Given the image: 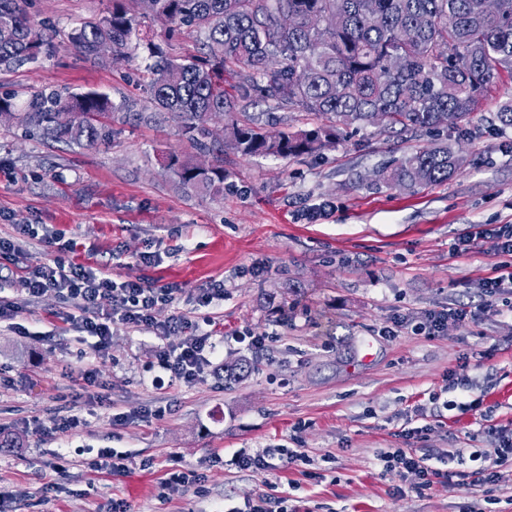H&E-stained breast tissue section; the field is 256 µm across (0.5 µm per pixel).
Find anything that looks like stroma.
I'll use <instances>...</instances> for the list:
<instances>
[{
    "label": "stroma",
    "mask_w": 512,
    "mask_h": 512,
    "mask_svg": "<svg viewBox=\"0 0 512 512\" xmlns=\"http://www.w3.org/2000/svg\"><path fill=\"white\" fill-rule=\"evenodd\" d=\"M111 6L27 0L55 50L0 70V93L20 104L41 91L99 90L134 100L145 115L113 122L92 146L0 123V237L20 247L0 259V298L18 300L25 269L56 257L182 292L155 310L156 329L114 324L100 356L94 337L62 320L55 293L0 322V434L22 442L0 449V487L10 494L0 512H112L116 500L130 512H249L262 496L289 497L297 512H512V460L496 482L470 488L442 477L419 494L376 461L382 449L413 448L437 455L442 473L467 472L458 453L494 447L492 428L512 429V295L482 293L502 260L498 241L452 251L473 225L512 224V131L494 119L512 99V71L480 101L470 134L446 128L434 139L367 126L315 155L228 149L224 194L214 197L179 186L164 168L171 154L203 156L173 117L150 108L147 52L115 63L70 46L72 28ZM261 112L274 113L280 131L322 122L249 100L234 116ZM434 140L464 158L448 183L372 186L376 170ZM326 204L333 214L311 221ZM288 282L293 292H284ZM219 286L223 299L199 306L201 291ZM270 295L287 296V314L268 305ZM459 306L472 319L436 336L414 332L429 313ZM179 311L210 319L216 345L213 367L191 384L157 363L160 348L182 340L158 330ZM397 320L404 332L386 335ZM249 336L265 337L264 350L249 349ZM242 358L254 373L225 381L223 365ZM89 365L97 380L86 398L80 372ZM70 413L83 426L63 427ZM280 445L329 461L312 477L300 463L268 472L229 464L239 449ZM105 449L127 459L129 475L92 471ZM187 469L201 483L161 498L167 474Z\"/></svg>",
    "instance_id": "1"
}]
</instances>
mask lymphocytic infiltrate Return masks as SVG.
Masks as SVG:
<instances>
[{
  "mask_svg": "<svg viewBox=\"0 0 512 512\" xmlns=\"http://www.w3.org/2000/svg\"><path fill=\"white\" fill-rule=\"evenodd\" d=\"M27 300H34L46 292H55L70 309L66 320L81 331L95 337L96 352L108 349L111 326L122 323L137 328H154L153 312L157 306L176 301L179 289L174 285L157 287L138 281H116L103 266H85L58 260L37 263L21 278ZM166 330L184 333V341L175 347L163 349L158 354V364L170 379L191 383L196 381L211 363L215 345L210 331L198 320L183 313L171 316ZM512 458V435L499 438L495 448L472 451L469 455L475 467L467 477L474 486L492 482L496 466ZM310 457L302 448L242 449L230 460L231 465L242 470L269 471L276 462H309ZM377 461L383 472L414 475L412 488L422 491L429 488L439 471L430 456L417 455L410 448H387L380 451Z\"/></svg>",
  "mask_w": 512,
  "mask_h": 512,
  "instance_id": "1",
  "label": "lymphocytic infiltrate"
}]
</instances>
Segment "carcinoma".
Segmentation results:
<instances>
[{
    "label": "carcinoma",
    "instance_id": "1",
    "mask_svg": "<svg viewBox=\"0 0 512 512\" xmlns=\"http://www.w3.org/2000/svg\"><path fill=\"white\" fill-rule=\"evenodd\" d=\"M22 2L0 0V68L34 63L54 50ZM283 14L293 19L288 28L280 22ZM146 16L164 26V44L143 32ZM400 30L409 33L407 40L397 39ZM187 35L197 38V51L173 56L164 49ZM68 40L90 58L109 44L115 63L140 48L149 52L152 104L180 122L194 149L211 156L204 169L172 157L168 170L183 187L221 196L226 148L245 157L288 159L335 143L341 127L437 132L445 112L455 113V127L467 130L499 72L512 70V0H498L494 16L486 13L485 0H112L107 15L73 28ZM393 55L403 60L398 71L389 66ZM230 66L248 71L231 92L224 88ZM252 97L315 113L324 123L273 133L248 119L226 126L224 139L212 138L211 122ZM126 109L96 91L38 92L20 112L13 96H0V114L17 125L86 146L103 138L101 119ZM496 120L499 130H512V99L499 104ZM462 164L445 145L424 148L378 170L375 184L439 185ZM251 370L245 359L224 367L233 381Z\"/></svg>",
    "mask_w": 512,
    "mask_h": 512
}]
</instances>
